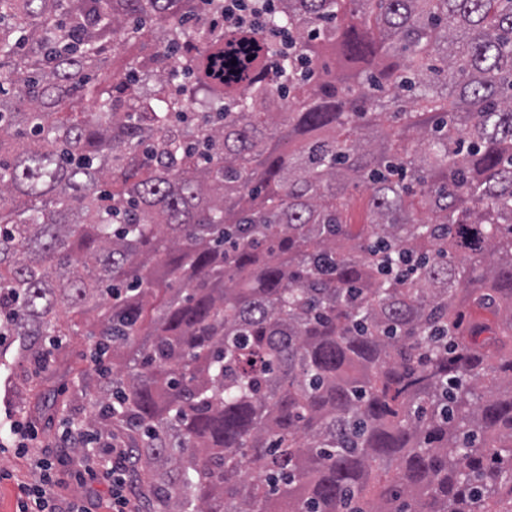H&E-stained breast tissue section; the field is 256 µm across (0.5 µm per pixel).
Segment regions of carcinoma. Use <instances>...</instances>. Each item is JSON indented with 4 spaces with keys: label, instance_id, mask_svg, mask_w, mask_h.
I'll return each instance as SVG.
<instances>
[{
    "label": "carcinoma",
    "instance_id": "cac0c4a2",
    "mask_svg": "<svg viewBox=\"0 0 512 512\" xmlns=\"http://www.w3.org/2000/svg\"><path fill=\"white\" fill-rule=\"evenodd\" d=\"M237 2L0 0L35 411L85 336L159 512H512V0ZM85 336H63L59 341V347L57 353L66 364L61 367L55 378L57 385L65 384L70 390L73 389L71 378L72 376L66 373V366H72L73 368H82L85 366V361L82 359V352L85 349Z\"/></svg>",
    "mask_w": 512,
    "mask_h": 512
}]
</instances>
